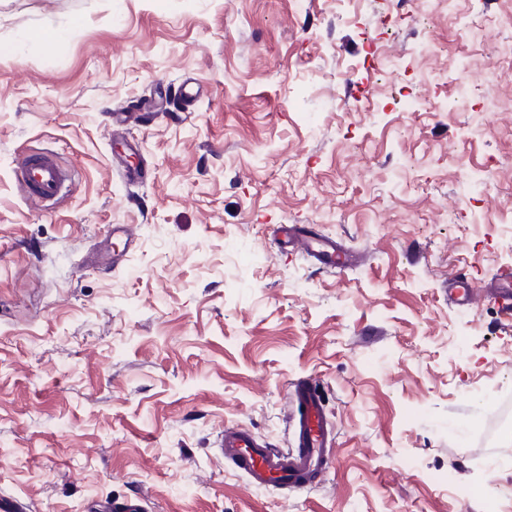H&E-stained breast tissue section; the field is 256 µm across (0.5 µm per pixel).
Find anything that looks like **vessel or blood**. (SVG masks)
Segmentation results:
<instances>
[{
    "instance_id": "1",
    "label": "vessel or blood",
    "mask_w": 512,
    "mask_h": 512,
    "mask_svg": "<svg viewBox=\"0 0 512 512\" xmlns=\"http://www.w3.org/2000/svg\"><path fill=\"white\" fill-rule=\"evenodd\" d=\"M13 183L26 201L42 207L69 196L74 171L65 168L56 154L33 151L13 162ZM282 249H303L324 269L342 268L345 258L334 238L304 224L277 227ZM486 294L503 311L512 310V271L501 270L486 286ZM293 437L289 447L272 448L250 430L231 424L218 440L219 460L230 463L254 488L285 486L305 488L325 477L334 458L336 431L323 394L312 379L300 378L289 386Z\"/></svg>"
}]
</instances>
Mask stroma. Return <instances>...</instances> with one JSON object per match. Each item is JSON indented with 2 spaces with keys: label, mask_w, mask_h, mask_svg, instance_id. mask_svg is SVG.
<instances>
[{
  "label": "stroma",
  "mask_w": 512,
  "mask_h": 512,
  "mask_svg": "<svg viewBox=\"0 0 512 512\" xmlns=\"http://www.w3.org/2000/svg\"><path fill=\"white\" fill-rule=\"evenodd\" d=\"M510 42L512 0H0V493L487 512L512 482V317L448 290L512 267ZM407 94L419 112L396 111ZM142 106L135 153H114L109 114ZM34 150L77 175L60 205L12 182ZM277 224L336 236L353 266L279 250ZM301 377L334 466L251 488L218 436L286 447Z\"/></svg>",
  "instance_id": "obj_1"
}]
</instances>
